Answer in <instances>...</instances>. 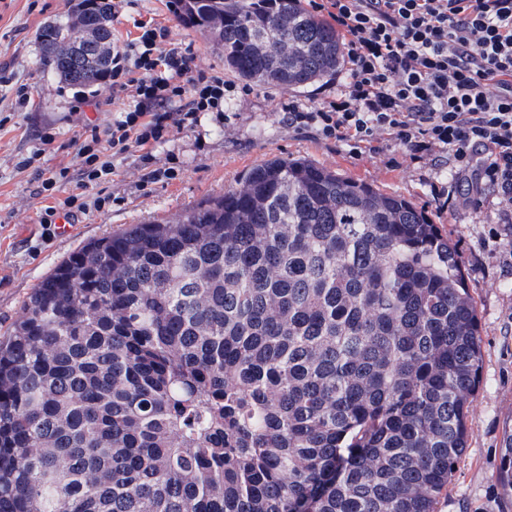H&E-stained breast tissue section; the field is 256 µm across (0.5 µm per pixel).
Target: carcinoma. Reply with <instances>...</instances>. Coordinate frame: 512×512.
Here are the masks:
<instances>
[{"label":"carcinoma","instance_id":"1","mask_svg":"<svg viewBox=\"0 0 512 512\" xmlns=\"http://www.w3.org/2000/svg\"><path fill=\"white\" fill-rule=\"evenodd\" d=\"M42 27L79 89L112 0ZM259 85L343 63L301 0H177ZM477 309L428 212L275 158L165 223L70 254L0 346V512H436L467 448ZM497 479L512 500V432Z\"/></svg>","mask_w":512,"mask_h":512}]
</instances>
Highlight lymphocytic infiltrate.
Instances as JSON below:
<instances>
[{"label":"lymphocytic infiltrate","mask_w":512,"mask_h":512,"mask_svg":"<svg viewBox=\"0 0 512 512\" xmlns=\"http://www.w3.org/2000/svg\"><path fill=\"white\" fill-rule=\"evenodd\" d=\"M342 37L348 72L335 96L282 104L289 128L314 130L355 157L394 150L472 188L491 189L498 221L512 224V0H307ZM112 45L111 121L85 122L72 168L43 178L50 205L37 222L77 219L106 204L99 187L130 155L141 182L176 179L151 167L171 135L194 130L224 106L226 84L197 63L191 45L154 19Z\"/></svg>","instance_id":"obj_1"}]
</instances>
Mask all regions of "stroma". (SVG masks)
Returning <instances> with one entry per match:
<instances>
[{"label":"stroma","instance_id":"obj_1","mask_svg":"<svg viewBox=\"0 0 512 512\" xmlns=\"http://www.w3.org/2000/svg\"><path fill=\"white\" fill-rule=\"evenodd\" d=\"M168 0H134L127 18L114 22L116 36L133 32L137 19L154 18L171 26L176 39L190 43L203 67L224 74V54L201 32L183 25ZM68 11L66 0H0V65H8L13 84H0V339L20 316L39 282L71 252L89 241L145 221H163L208 198L238 186L255 165L274 157H304L346 177L399 194L427 208L458 249L475 298L483 348V367L474 402L466 418L468 446L437 505V512H512L497 481L501 446L512 430V234L496 222V201L477 197L467 185L454 184L456 199L448 210L431 207L430 181L435 174L417 163L393 167L391 155L356 159L343 147L297 134L279 121L281 103H305L335 92V80L294 91L250 85L243 99L226 107L229 124L202 115L194 131L172 137L161 154L173 155L182 168L167 184L137 181L135 159H128L104 184L112 202L82 217L67 235L44 238L36 222L37 171L71 165L70 141L83 119L110 120L107 112L85 108L79 100L103 96L107 85L81 91L62 83L45 65L36 39L45 23ZM27 85L33 106L17 111L14 88ZM40 152L36 168L18 169L21 157Z\"/></svg>","mask_w":512,"mask_h":512}]
</instances>
